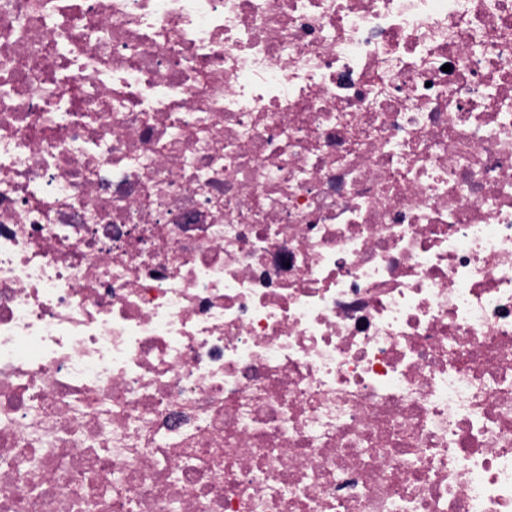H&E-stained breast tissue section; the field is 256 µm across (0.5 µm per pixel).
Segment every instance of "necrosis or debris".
Masks as SVG:
<instances>
[{
	"label": "necrosis or debris",
	"mask_w": 512,
	"mask_h": 512,
	"mask_svg": "<svg viewBox=\"0 0 512 512\" xmlns=\"http://www.w3.org/2000/svg\"><path fill=\"white\" fill-rule=\"evenodd\" d=\"M0 512H512V0H0Z\"/></svg>",
	"instance_id": "necrosis-or-debris-1"
}]
</instances>
